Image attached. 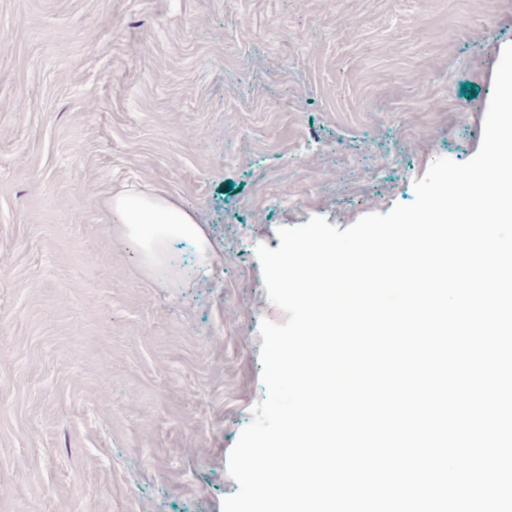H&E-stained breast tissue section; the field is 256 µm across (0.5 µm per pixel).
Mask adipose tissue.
Returning a JSON list of instances; mask_svg holds the SVG:
<instances>
[{"mask_svg": "<svg viewBox=\"0 0 512 512\" xmlns=\"http://www.w3.org/2000/svg\"><path fill=\"white\" fill-rule=\"evenodd\" d=\"M111 208L121 236L140 250L149 270L167 269L170 243L176 239L193 247L199 267L209 265L210 242L191 211L163 196L135 190L113 195Z\"/></svg>", "mask_w": 512, "mask_h": 512, "instance_id": "ef3b65f1", "label": "adipose tissue"}]
</instances>
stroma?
Wrapping results in <instances>:
<instances>
[{
  "label": "stroma",
  "mask_w": 512,
  "mask_h": 512,
  "mask_svg": "<svg viewBox=\"0 0 512 512\" xmlns=\"http://www.w3.org/2000/svg\"><path fill=\"white\" fill-rule=\"evenodd\" d=\"M512 0H0V512H222L282 323L256 254L478 151ZM193 211L146 269L109 201Z\"/></svg>",
  "instance_id": "35a3bbf8"
}]
</instances>
